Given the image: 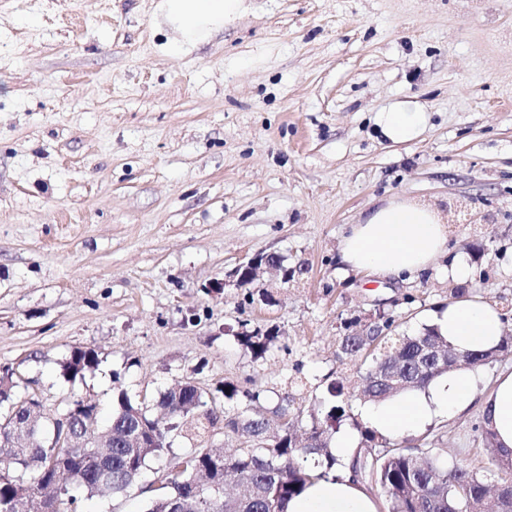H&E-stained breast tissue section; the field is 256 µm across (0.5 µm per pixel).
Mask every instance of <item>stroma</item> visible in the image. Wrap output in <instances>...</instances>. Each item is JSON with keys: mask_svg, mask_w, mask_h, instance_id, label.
I'll return each instance as SVG.
<instances>
[{"mask_svg": "<svg viewBox=\"0 0 512 512\" xmlns=\"http://www.w3.org/2000/svg\"><path fill=\"white\" fill-rule=\"evenodd\" d=\"M158 2L0 0V369L18 393L105 418L113 387L153 404L189 381L230 417L231 384L303 427L353 377L342 336L383 316L417 334L459 261L512 336V0H245L186 55L162 53ZM396 103L427 115L411 142L377 123ZM391 197L440 212L444 254L405 279L344 267L347 226ZM271 252L289 282L230 283ZM245 325L278 331L262 358ZM77 348L99 365L70 382ZM483 428L475 404L421 436L493 484ZM158 466L83 512H145Z\"/></svg>", "mask_w": 512, "mask_h": 512, "instance_id": "stroma-1", "label": "stroma"}]
</instances>
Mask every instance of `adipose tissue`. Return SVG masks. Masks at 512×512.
Returning a JSON list of instances; mask_svg holds the SVG:
<instances>
[{"label":"adipose tissue","mask_w":512,"mask_h":512,"mask_svg":"<svg viewBox=\"0 0 512 512\" xmlns=\"http://www.w3.org/2000/svg\"><path fill=\"white\" fill-rule=\"evenodd\" d=\"M164 22L175 32L163 49L172 54L194 50L225 20L243 9L242 0H162ZM384 135L395 143L416 139L427 116L396 105L379 113ZM448 241V228L434 209L407 198L391 199L351 225L340 245L347 266L389 277L411 274L432 265ZM434 324L457 350L498 345L503 322L492 307L474 298L450 302ZM481 400L486 427L498 447L512 450V372L502 374L485 397L467 371L455 370L437 378L428 389L411 391L394 400L366 408L370 427L383 435L422 429L433 418L453 416ZM287 512H378L374 494L355 480L350 470L314 479L291 498Z\"/></svg>","instance_id":"adipose-tissue-1"}]
</instances>
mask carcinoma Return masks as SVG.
I'll list each match as a JSON object with an SVG mask.
<instances>
[{"mask_svg":"<svg viewBox=\"0 0 512 512\" xmlns=\"http://www.w3.org/2000/svg\"><path fill=\"white\" fill-rule=\"evenodd\" d=\"M392 323L378 324L379 335L364 340L358 335L342 338L341 348L346 360L355 367L360 398L366 402L384 403L411 390H424L436 378L448 373L444 364H426V347L448 344L434 326H426L415 336L394 339L388 336ZM278 334L250 330L242 324L238 335L241 346L254 358L262 357L276 341ZM502 340L488 350L460 353V363L474 368L482 360L508 351ZM92 350H73L62 363L63 375L71 380L84 377L98 366ZM378 369L395 376L393 386L377 382ZM334 405L325 413L311 410L310 424L305 430L304 444L296 445V433L286 425L281 431L269 430L264 417L251 414V405L260 401L261 393L239 390L234 385L224 388V398L236 397L245 407L231 418H224V432L244 433L245 446L226 455L219 448H197L186 456V464L168 472V491L149 499L145 512H176L175 502L194 501V512H285L288 500L308 482L327 476L337 467L354 469L365 447L376 450L367 456L360 475L364 486L385 497L387 512H460L468 506L474 512H485L482 495L487 481L470 464L461 462L448 470L442 466L433 448L411 445L404 438H386L376 431L354 423L362 436L349 464L342 463L332 450L334 425L345 415L351 396L338 382L328 388ZM115 411L106 426H101L96 405L88 404L93 414L92 438L109 433L116 438L110 453L95 447L70 448L68 469L73 486L81 496L73 495L60 482H53L48 459L56 447L47 436V428L57 414L38 403V426L28 443L21 445L11 437L13 419L30 413L23 398L12 393L0 398V512H46L37 492L26 496L29 486L50 489L57 498L60 512H81L82 499L116 498L133 490L148 462L170 451L169 435L177 431L188 440L201 438L215 425L218 414L207 407L201 389L190 382H178L161 394L158 405L168 419L164 426L155 418L150 406L134 402L127 392L116 389ZM489 464L512 475V453L497 447L494 434L484 430ZM321 468L314 473L306 462Z\"/></svg>","mask_w":512,"mask_h":512,"instance_id":"obj_1","label":"carcinoma"}]
</instances>
